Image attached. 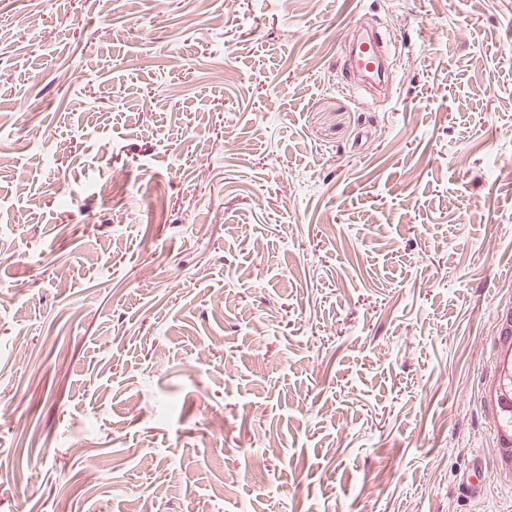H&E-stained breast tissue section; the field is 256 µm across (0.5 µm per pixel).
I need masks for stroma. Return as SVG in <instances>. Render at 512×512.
I'll return each mask as SVG.
<instances>
[{
  "mask_svg": "<svg viewBox=\"0 0 512 512\" xmlns=\"http://www.w3.org/2000/svg\"><path fill=\"white\" fill-rule=\"evenodd\" d=\"M509 302L512 0H0V512H512ZM486 399L495 409L496 454L512 471V308H503L497 325V364Z\"/></svg>",
  "mask_w": 512,
  "mask_h": 512,
  "instance_id": "1",
  "label": "stroma"
}]
</instances>
